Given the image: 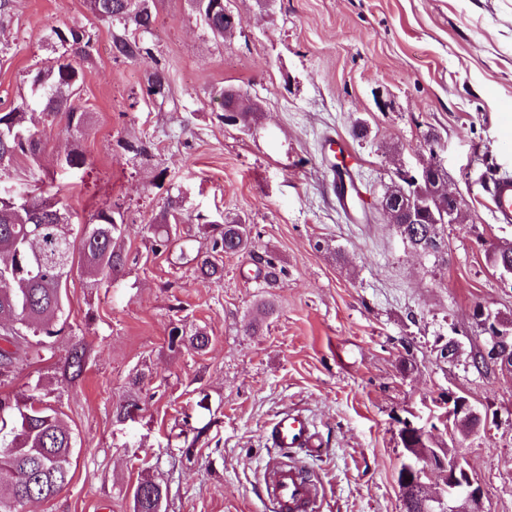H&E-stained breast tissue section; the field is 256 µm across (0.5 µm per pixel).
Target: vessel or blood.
<instances>
[{"instance_id":"1","label":"vessel or blood","mask_w":512,"mask_h":512,"mask_svg":"<svg viewBox=\"0 0 512 512\" xmlns=\"http://www.w3.org/2000/svg\"><path fill=\"white\" fill-rule=\"evenodd\" d=\"M492 213L498 223H512V173L502 172L489 193ZM268 438L277 448H301L319 452L320 442L309 418L286 413L270 425ZM263 501L270 512H316L320 487L297 464L270 459L261 473Z\"/></svg>"}]
</instances>
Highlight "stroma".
<instances>
[{"instance_id": "35a3bbf8", "label": "stroma", "mask_w": 512, "mask_h": 512, "mask_svg": "<svg viewBox=\"0 0 512 512\" xmlns=\"http://www.w3.org/2000/svg\"><path fill=\"white\" fill-rule=\"evenodd\" d=\"M154 5L150 51L133 61L113 58L120 28L86 0H15L0 18V107L39 111L27 75L54 57L52 28L94 35L80 92L89 127L41 123L35 167L19 165L0 187L24 192L46 177L84 220L112 205L130 256L108 285L74 270L71 334L40 367L17 359L7 382L21 396L41 381L75 438L69 485L25 512H132L144 477L162 483L165 512H265L259 477L276 454L265 430L294 411L323 446L292 456L322 487L318 512H402L400 422L435 425L448 391L486 421L458 453L487 512H512V372L472 364L487 339L476 307L512 320V287L486 251L512 242L486 191L491 169L512 171V0H228L240 26L221 41L188 0ZM158 70L172 87L163 102L144 93ZM227 88L260 103L249 127L225 124ZM333 135L357 161L363 215L337 204L321 158ZM135 139L146 148L137 157L124 148ZM74 142L87 157L79 170L57 162ZM430 161L462 201L435 255L412 250L381 206L396 170ZM177 199L184 249L156 252L147 225ZM235 216L254 255L225 256L221 279L198 277L192 256ZM266 254L284 270L268 290L256 278ZM266 295L276 312L249 329ZM191 323L207 329L208 349H171V329ZM448 337L460 355L443 363ZM75 342L87 368L67 384L59 367ZM138 373L149 377L142 410L117 421Z\"/></svg>"}]
</instances>
